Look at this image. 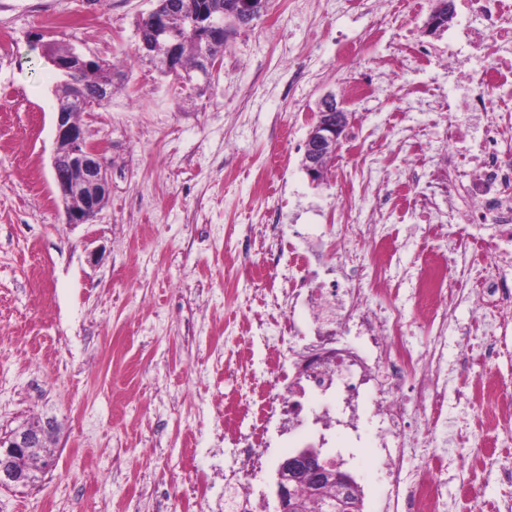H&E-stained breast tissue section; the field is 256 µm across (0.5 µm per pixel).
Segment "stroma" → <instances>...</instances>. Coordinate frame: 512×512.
Returning a JSON list of instances; mask_svg holds the SVG:
<instances>
[{
  "mask_svg": "<svg viewBox=\"0 0 512 512\" xmlns=\"http://www.w3.org/2000/svg\"><path fill=\"white\" fill-rule=\"evenodd\" d=\"M374 0H269L241 29L209 81L183 87L137 57L138 25L153 0H0V435L48 418L59 429L34 485L0 488V512H213L224 476L237 469L224 424L246 420L241 377L264 375L252 324L283 313L267 284L288 289L287 260L267 262L269 224L301 248L333 246L341 193L371 207L363 168L350 153L403 158L401 127L426 122L398 112L414 82L447 85L428 66L389 85L401 24L368 60L336 57L337 39H363ZM72 47L112 67L109 102L79 115L106 147L112 189L83 224L68 223L53 180L56 95L66 76L47 51ZM373 73L377 92L350 99L347 84ZM334 94L352 118L315 186L301 166L321 98ZM401 275L418 254L439 257L412 222L397 225ZM467 430L448 456L441 493L462 512L460 483L481 501L503 500ZM298 433L272 449L256 481L274 512L276 470ZM322 458L358 484L362 512H380L388 486L373 443L352 448L337 433Z\"/></svg>",
  "mask_w": 512,
  "mask_h": 512,
  "instance_id": "obj_1",
  "label": "stroma"
}]
</instances>
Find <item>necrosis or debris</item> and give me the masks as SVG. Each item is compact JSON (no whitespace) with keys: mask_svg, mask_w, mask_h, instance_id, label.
I'll return each instance as SVG.
<instances>
[{"mask_svg":"<svg viewBox=\"0 0 512 512\" xmlns=\"http://www.w3.org/2000/svg\"><path fill=\"white\" fill-rule=\"evenodd\" d=\"M451 5L458 24L439 61L457 94L444 120L448 173L433 177L421 142L413 140L409 155L417 172L401 183L410 190L415 223L434 231L448 250L474 254L469 275L482 311V339L459 343L452 359L447 337H434L431 348L422 350L404 336L402 308L385 299L386 273L397 266L387 225L368 224L336 239L337 255L358 250L367 257L355 290L308 287L305 273L312 264H324V254L276 238L295 276L286 303L290 317L260 339L267 377L246 382L245 402L255 424L234 437L243 464L225 478L224 512H259L255 479L273 445L271 431L288 438L303 430L322 441L339 426L358 439L368 430L377 436L379 468L390 486L385 512H447L440 485L448 447L461 430L448 425L445 403L480 405L489 429L512 421V389L470 375L473 367L489 372L512 358V343L500 333L512 320V275L503 271L512 264V149L503 147L500 122L512 112V0ZM456 294V280L444 264L418 268L410 279L412 299L437 326L448 318L443 299ZM299 310L308 314L303 332L293 319ZM350 333L355 343L346 342ZM299 392L313 397L311 410L296 401ZM412 413L422 417L424 436L407 432ZM407 460L416 463L408 473Z\"/></svg>","mask_w":512,"mask_h":512,"instance_id":"1","label":"necrosis or debris"}]
</instances>
